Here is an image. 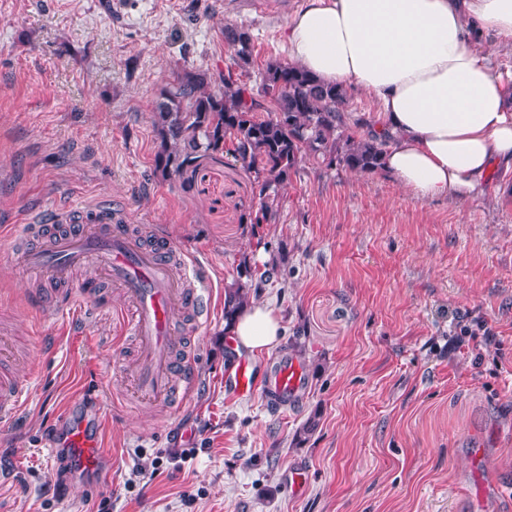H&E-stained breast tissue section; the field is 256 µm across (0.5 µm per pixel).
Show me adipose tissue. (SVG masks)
Instances as JSON below:
<instances>
[{
  "label": "adipose tissue",
  "mask_w": 512,
  "mask_h": 512,
  "mask_svg": "<svg viewBox=\"0 0 512 512\" xmlns=\"http://www.w3.org/2000/svg\"><path fill=\"white\" fill-rule=\"evenodd\" d=\"M512 45V0H306L284 38L291 63L377 103L368 129L383 168L418 198H475L490 171L512 169V94L480 46ZM265 304L226 330L260 353L282 334Z\"/></svg>",
  "instance_id": "adipose-tissue-1"
}]
</instances>
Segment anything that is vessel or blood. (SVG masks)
Returning a JSON list of instances; mask_svg holds the SVG:
<instances>
[{"label": "vessel or blood", "mask_w": 512, "mask_h": 512, "mask_svg": "<svg viewBox=\"0 0 512 512\" xmlns=\"http://www.w3.org/2000/svg\"><path fill=\"white\" fill-rule=\"evenodd\" d=\"M68 231L48 233L50 219L34 216L21 231L25 245L18 255L24 269L57 282L87 260H98L107 283L119 288L128 314L123 328L135 337L141 359L133 379L134 393L143 399L164 400L177 392H189L196 377L189 365L184 341L174 325L175 312L192 315L196 322L209 320L212 306L199 284L202 270L198 260L187 257L185 276L174 272L175 256L165 234L148 244L134 238L121 222L119 213L108 206L89 211L69 210ZM239 395L261 392L277 404L296 401L308 386L300 362L288 354L272 356L264 375H257L251 362L238 360L233 372L225 374ZM31 397L25 379L10 371L0 372V422H6ZM60 425L63 445L73 451L80 468L96 470L105 457L99 424L90 422L79 408L63 410Z\"/></svg>", "instance_id": "obj_1"}]
</instances>
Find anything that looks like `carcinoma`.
Wrapping results in <instances>:
<instances>
[{
	"instance_id": "obj_1",
	"label": "carcinoma",
	"mask_w": 512,
	"mask_h": 512,
	"mask_svg": "<svg viewBox=\"0 0 512 512\" xmlns=\"http://www.w3.org/2000/svg\"><path fill=\"white\" fill-rule=\"evenodd\" d=\"M224 45L233 51L224 74L184 68L160 88L151 116L157 175L180 178L201 161L228 154L252 177L258 192L248 223L271 224L279 189L306 159L363 173L381 169L383 141L341 132L345 90L299 65L276 61L266 63L260 83L253 85L236 73L251 64L249 32L225 26ZM247 288L239 282L228 289L224 318L248 302Z\"/></svg>"
}]
</instances>
